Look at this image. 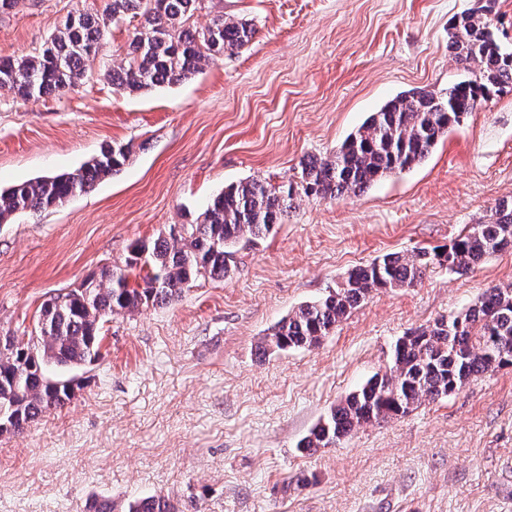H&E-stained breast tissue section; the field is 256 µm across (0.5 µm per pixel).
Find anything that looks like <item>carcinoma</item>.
<instances>
[{"label": "carcinoma", "instance_id": "cac0c4a2", "mask_svg": "<svg viewBox=\"0 0 512 512\" xmlns=\"http://www.w3.org/2000/svg\"><path fill=\"white\" fill-rule=\"evenodd\" d=\"M202 0H106L103 18L119 23L140 19L124 56L110 70L122 91H149L184 81L206 66L249 44L256 34L247 20L215 18L204 27L192 22ZM497 0L452 18L448 46L468 78L438 96L411 90L396 97L349 135L336 152L302 166L300 184L272 186L251 179L210 199L194 224L136 245L124 260L89 278L88 301L71 293L41 308L42 322L22 341L0 338V422L18 434L25 426L63 407L74 396L64 375L46 370L82 366L100 356V322L115 313H135L166 305L200 278H226L236 268L239 249L283 222L298 195L324 200L360 193L381 178L421 163L448 129L460 124L494 95L512 92V48L495 26ZM106 23L77 12L36 55L0 56V86L23 99L63 95L83 80L88 66L107 55ZM478 68H471V64ZM131 146L106 145L79 170L44 176L0 189V224L20 212L57 206L118 172ZM512 249V200L495 205L489 219L472 225L442 252L421 248L385 254L347 273L324 298L306 303L275 323L261 349L315 347L380 289L411 288L428 270L446 267L463 273L484 258ZM146 270L144 287L131 288L126 271ZM512 366V285L494 286L466 310L443 316L404 334L391 365L334 407L306 437L309 451L331 448L369 423L401 418L422 404L446 397L469 379ZM125 512H181L164 495L130 501Z\"/></svg>", "mask_w": 512, "mask_h": 512}]
</instances>
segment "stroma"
<instances>
[{
	"label": "stroma",
	"mask_w": 512,
	"mask_h": 512,
	"mask_svg": "<svg viewBox=\"0 0 512 512\" xmlns=\"http://www.w3.org/2000/svg\"><path fill=\"white\" fill-rule=\"evenodd\" d=\"M476 0H203L197 27L249 20L253 40L190 79L116 91L108 71L132 23L107 25L108 58L62 96L0 90V187L79 169L131 145L119 172L0 224V336H27L42 304L122 263L132 245L189 224L225 186L299 183L396 96L465 78L448 22ZM103 0H19L0 12V54L38 53ZM512 199V92L492 97L418 165L365 192L301 197L236 254L224 279L179 301L106 317L101 356L64 407L0 436V512H124L164 494L185 512H512V367L333 448L301 441L384 372L409 329L512 283V250L464 274L372 292L314 348L261 353L268 329L347 272L390 252L445 248Z\"/></svg>",
	"instance_id": "stroma-1"
}]
</instances>
